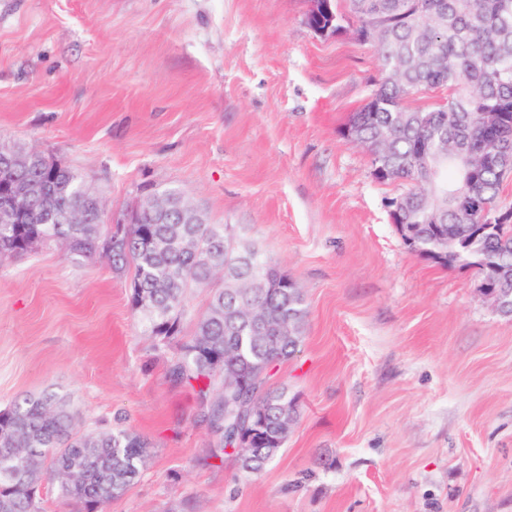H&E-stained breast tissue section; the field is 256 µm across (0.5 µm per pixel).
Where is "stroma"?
I'll list each match as a JSON object with an SVG mask.
<instances>
[{"mask_svg": "<svg viewBox=\"0 0 512 512\" xmlns=\"http://www.w3.org/2000/svg\"><path fill=\"white\" fill-rule=\"evenodd\" d=\"M308 0H0V137L74 170L106 214L176 191L301 287L268 385L297 418L256 474L215 459L131 270L60 245L0 260V409L54 395L150 455L107 512H512V315L473 267L412 253L344 137L381 78ZM309 8L310 14L308 18V25H310L311 28L318 33L329 31L333 22L336 21V11H338L343 16V14L339 11L335 0H311ZM325 17L330 20L326 28H324ZM331 35H334V33L329 31L326 35L321 36Z\"/></svg>", "mask_w": 512, "mask_h": 512, "instance_id": "35a3bbf8", "label": "stroma"}]
</instances>
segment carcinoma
I'll return each mask as SVG.
<instances>
[{
  "instance_id": "cac0c4a2",
  "label": "carcinoma",
  "mask_w": 512,
  "mask_h": 512,
  "mask_svg": "<svg viewBox=\"0 0 512 512\" xmlns=\"http://www.w3.org/2000/svg\"><path fill=\"white\" fill-rule=\"evenodd\" d=\"M357 18L358 41L377 48L386 78L369 102L351 113L347 125L356 141L368 146L380 137L384 149L378 163L404 181L418 244L440 245L432 224L439 223L465 245L463 257L482 278L493 279L496 268L512 267V223L499 224L477 236L484 206L499 207L507 182L501 166L468 170L483 145L494 140L512 166V120L493 128L487 112L501 102L512 104V0H349ZM448 91V102L434 110H411L405 99L420 91ZM55 217L40 224H1L0 255L37 252L64 243L72 256L107 258L120 270L133 267L130 301L142 315L146 332L164 350L180 335L187 293L192 288L224 282L195 322L192 338L181 344L168 376L195 385L206 399L203 421L217 439L213 457L233 448L240 468L258 473L288 440L279 435L276 448H237L235 435L250 412L263 409L277 425L284 390L266 387L275 365L288 360L300 344L306 315L299 288L254 249L238 246L224 253V224H194L192 216L173 210L159 219L122 225L115 237L100 208L88 205L87 191L77 174L65 168L48 187ZM84 209L85 223L70 224L67 213ZM244 305L263 310L267 332L252 335L239 320ZM250 377L242 389L225 381L224 372ZM0 448H37L42 468L23 473V460L0 458V512H40L37 490L45 476L62 469L83 472L80 483L60 482L62 495L82 506L81 512H106L113 498L139 477L148 442L127 430L75 431V416L51 395L26 397L0 410Z\"/></svg>"
}]
</instances>
